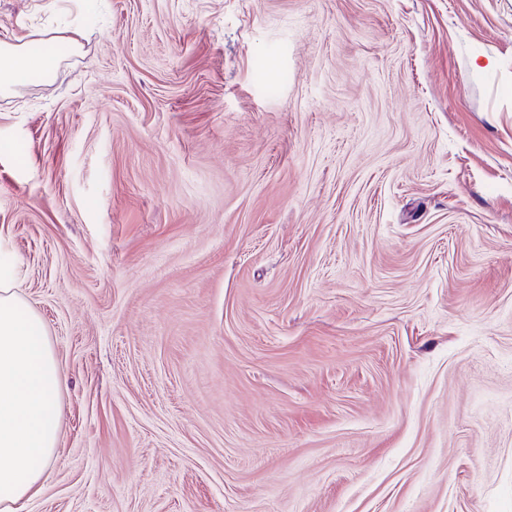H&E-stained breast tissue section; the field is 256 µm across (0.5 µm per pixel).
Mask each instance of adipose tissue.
Returning <instances> with one entry per match:
<instances>
[{
	"instance_id": "adipose-tissue-1",
	"label": "adipose tissue",
	"mask_w": 512,
	"mask_h": 512,
	"mask_svg": "<svg viewBox=\"0 0 512 512\" xmlns=\"http://www.w3.org/2000/svg\"><path fill=\"white\" fill-rule=\"evenodd\" d=\"M51 53L23 44L0 50V89L47 79L57 48H77V35L50 37ZM16 259L0 253V512H20L38 490L60 432L61 375L45 326L14 290Z\"/></svg>"
}]
</instances>
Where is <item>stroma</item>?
Instances as JSON below:
<instances>
[{
	"label": "stroma",
	"mask_w": 512,
	"mask_h": 512,
	"mask_svg": "<svg viewBox=\"0 0 512 512\" xmlns=\"http://www.w3.org/2000/svg\"><path fill=\"white\" fill-rule=\"evenodd\" d=\"M76 28L0 92L22 512H512V0H0ZM18 262L0 253V511L20 512L57 448L61 375L45 326L14 291Z\"/></svg>",
	"instance_id": "1"
}]
</instances>
